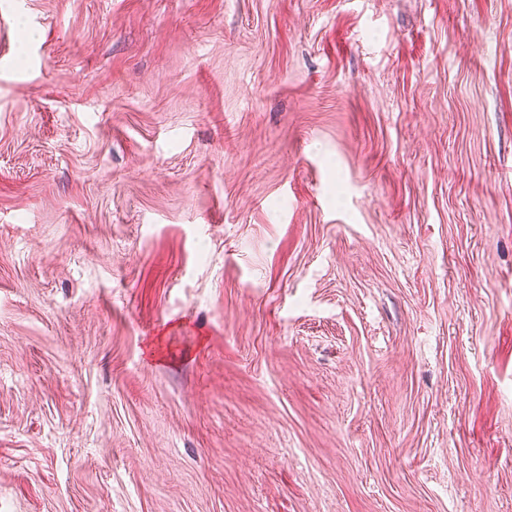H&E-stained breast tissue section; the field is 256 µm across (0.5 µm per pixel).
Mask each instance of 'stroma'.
Listing matches in <instances>:
<instances>
[{"instance_id": "obj_1", "label": "stroma", "mask_w": 512, "mask_h": 512, "mask_svg": "<svg viewBox=\"0 0 512 512\" xmlns=\"http://www.w3.org/2000/svg\"><path fill=\"white\" fill-rule=\"evenodd\" d=\"M0 512H512V0H0Z\"/></svg>"}]
</instances>
